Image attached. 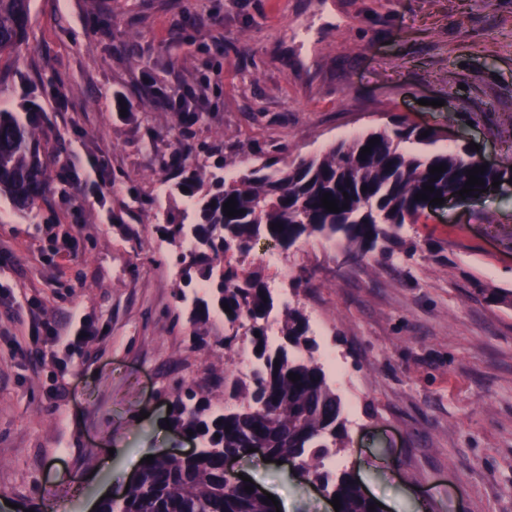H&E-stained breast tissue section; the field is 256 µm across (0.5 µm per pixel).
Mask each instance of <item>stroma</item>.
<instances>
[{
	"instance_id": "1",
	"label": "stroma",
	"mask_w": 512,
	"mask_h": 512,
	"mask_svg": "<svg viewBox=\"0 0 512 512\" xmlns=\"http://www.w3.org/2000/svg\"><path fill=\"white\" fill-rule=\"evenodd\" d=\"M28 33L0 58V108L41 115L50 179L32 212L0 198V290L17 300L0 304V500L21 512H89L136 460L187 451L166 393L182 379L221 400L210 384L238 364L212 344L230 324L190 322L156 232L185 207L165 195L181 166L206 176L224 158L236 177L274 147L292 162L394 116L438 130L439 151L512 156V0H30ZM401 235L414 257L260 240L247 264L290 279L269 334L297 307L316 358L335 354L346 433L330 464L385 512H512V302L474 288L512 292V185ZM33 314L94 333L38 359ZM238 470L281 512L332 510L288 465Z\"/></svg>"
}]
</instances>
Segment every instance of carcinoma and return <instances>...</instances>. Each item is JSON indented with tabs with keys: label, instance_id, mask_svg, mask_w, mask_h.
<instances>
[{
	"label": "carcinoma",
	"instance_id": "cac0c4a2",
	"mask_svg": "<svg viewBox=\"0 0 512 512\" xmlns=\"http://www.w3.org/2000/svg\"><path fill=\"white\" fill-rule=\"evenodd\" d=\"M29 14L30 0H0V56L15 54L27 40ZM424 131L396 117L391 126L335 143L320 157L281 167L280 156L261 154L248 173L230 181L215 175L206 184L196 171L181 170L174 190L196 199L197 221L173 218L158 228L179 249L177 260L184 265L176 296L184 300L185 289L204 288L226 322L249 324L259 366L249 384H230L226 377L216 381L224 401L218 410L194 385L176 383L167 395L169 423L179 435L192 431L199 451L156 455L152 463H141L138 482L121 498L101 501L99 512H276L265 498L224 482V453L256 443L275 455L298 458L302 476L339 496V512H370L372 502L350 472L337 474L324 465L342 450L345 424L340 397L328 385L322 365L311 356H298L317 348L307 318L296 308L288 310L285 343L271 347L265 322L274 297L265 274L242 267L234 253L247 254L261 238L289 248L302 239L339 235L355 256L393 244L413 257L416 246L405 245L399 231L425 213L426 202L414 195L430 184L434 192L429 198L455 197L467 171L479 165L465 147L429 150L439 133L434 129L423 138ZM41 132L38 113L22 118L0 109V196L19 212L36 208L50 188ZM374 138L379 142L360 159L361 148ZM440 164L446 171L429 182V169ZM324 193L332 194L340 212L321 206ZM231 197L243 213L229 218L223 203ZM225 304L231 312L223 311ZM291 372L300 380L292 382Z\"/></svg>",
	"mask_w": 512,
	"mask_h": 512
}]
</instances>
